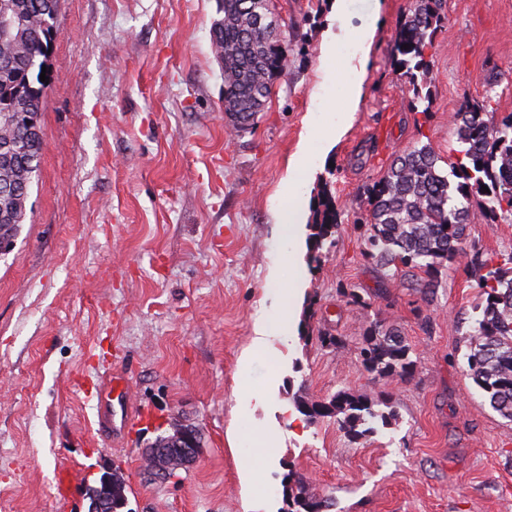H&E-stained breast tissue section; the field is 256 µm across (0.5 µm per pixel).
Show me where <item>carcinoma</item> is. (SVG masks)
I'll return each instance as SVG.
<instances>
[{"label": "carcinoma", "instance_id": "cac0c4a2", "mask_svg": "<svg viewBox=\"0 0 512 512\" xmlns=\"http://www.w3.org/2000/svg\"><path fill=\"white\" fill-rule=\"evenodd\" d=\"M10 3L26 21L9 41H0V142L23 138V127L7 125L3 117L18 106L9 93L19 89L35 97L42 110L47 83L40 81L42 58L57 35L58 0H0ZM273 0H221L223 17L213 25L212 44L224 58V100L238 129L251 125L270 97L274 81L288 70L276 40L264 19L273 14ZM444 0H412L399 24L392 63L414 92L413 110L430 112L434 83L426 50L444 20ZM457 140L455 160L444 172L430 147H413L394 156L387 170L366 188L367 209L364 254L376 260L382 278L390 279L403 268H419L427 275L422 287H433V277L443 267L464 259L463 269L480 289L481 315L469 333L468 372L484 392L491 407L512 421V254L497 262L468 248L467 224L481 219L487 224L512 219V112L497 114L485 101L465 99L454 114ZM30 160L14 157L0 162V210L26 218L28 193L22 189L28 170L39 164L41 148L29 152ZM487 186L488 191L481 190ZM336 199L323 194L307 238L309 260L317 262L326 242L334 241L338 224ZM409 346L375 324L359 347L362 368L378 379L411 374L414 361ZM296 409L310 424L324 419L353 437L374 432L369 423L390 425L392 411H377L365 395L349 389L319 401L299 394ZM123 473L113 470L112 512L128 501ZM288 512H329L333 502L305 492L301 475L283 483Z\"/></svg>", "mask_w": 512, "mask_h": 512}]
</instances>
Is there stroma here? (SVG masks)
I'll list each match as a JSON object with an SVG mask.
<instances>
[{"mask_svg": "<svg viewBox=\"0 0 512 512\" xmlns=\"http://www.w3.org/2000/svg\"><path fill=\"white\" fill-rule=\"evenodd\" d=\"M219 0H60L52 76L41 114L40 167L27 218L0 253V512H56L54 472L84 470L87 488L119 468L129 512H280L283 480L301 473L332 512H512V422L466 376L479 290L463 270L382 281L364 253L363 188L395 153L456 147L464 97L512 112V0H445L428 53L433 101L413 109L391 47L411 0H347L344 19L376 21L360 105L336 128L341 93L324 57H346L329 0H274L288 52L251 129L224 116V72L212 50ZM312 157L303 192L337 199L334 244L308 259L305 210L294 244L302 268L278 264L279 189L300 149ZM467 241L512 251V222L475 221ZM293 280L299 317L343 338L324 347L272 332L254 351L255 321L274 315L271 269ZM342 288H364L349 305ZM381 323L411 348L412 374L383 380L360 365L365 329ZM121 433L95 437L96 410L71 387L105 369ZM391 403L396 420L351 440L333 420L308 424L296 391L338 390ZM202 429L196 462L146 475L144 450L173 421ZM272 453L254 462L255 435ZM254 462L250 482L240 467Z\"/></svg>", "mask_w": 512, "mask_h": 512, "instance_id": "obj_1", "label": "stroma"}]
</instances>
